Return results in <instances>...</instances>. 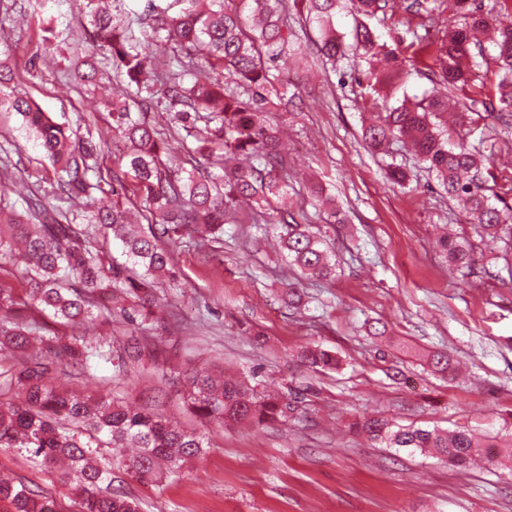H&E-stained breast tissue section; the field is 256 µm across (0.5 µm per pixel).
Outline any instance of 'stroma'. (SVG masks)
Here are the masks:
<instances>
[{
  "mask_svg": "<svg viewBox=\"0 0 512 512\" xmlns=\"http://www.w3.org/2000/svg\"><path fill=\"white\" fill-rule=\"evenodd\" d=\"M410 0H389L394 18L376 21L382 41L416 56L418 71L372 93L366 65L349 58L331 65L289 66L303 93V111L288 116V166L296 218L323 236L336 259L327 281L301 277L289 267L266 225L241 212L221 239L174 250L176 280H162L158 317L140 329L141 355L122 378L101 365L79 381L87 396L108 394L136 406H157L184 431L204 436L202 458L180 473L138 480L119 464L117 449H102L115 488L137 500L140 512H512V474L493 466L466 472L445 461L397 448L374 447L350 430L375 415L401 424L465 429L506 442L512 436V246L475 233L433 174L401 143L370 153L362 129L384 100L422 95L429 47L445 19L404 23ZM63 14L52 63L37 54V13ZM87 18L67 0H0V39L21 88L54 121L80 137L100 138L103 163L125 165L126 143L109 128L97 92L73 76L77 63L101 58L84 39ZM20 116L0 112V146L22 170L20 182L54 198L52 171L34 137L21 133ZM470 145L489 159L495 193L512 207V134L495 112L470 113ZM406 168V186L385 177L388 164ZM336 196L347 221L325 224L305 195L311 181ZM450 225L473 247L472 269L449 267L436 245ZM299 283L305 298L292 308L285 295ZM383 322L386 341L370 336ZM305 347L336 355L337 368L316 370L297 353ZM451 352L465 366L450 379L426 362ZM224 370L298 401L288 417L259 426L203 424L179 400L174 382L185 369ZM55 493L64 512L80 500L26 455L0 451V475Z\"/></svg>",
  "mask_w": 512,
  "mask_h": 512,
  "instance_id": "obj_1",
  "label": "stroma"
}]
</instances>
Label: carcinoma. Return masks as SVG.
I'll list each match as a JSON object with an SVG mask.
<instances>
[{
	"label": "carcinoma",
	"instance_id": "obj_1",
	"mask_svg": "<svg viewBox=\"0 0 512 512\" xmlns=\"http://www.w3.org/2000/svg\"><path fill=\"white\" fill-rule=\"evenodd\" d=\"M97 2L83 3L87 39L107 50L112 69L130 89L127 96L104 102L112 130L130 144L125 171L104 173L100 142L72 138L16 90L13 70L0 59V112L21 116L25 130L40 141L59 199L68 203L51 206L31 190L19 209L0 196V258H9L27 276L24 300L0 281V354L25 356L11 379L20 399L0 404V448L25 452L49 468L67 462L64 483L79 492L81 512H138L137 502L112 491V470L91 465L98 449H136L122 465L129 475L143 478L175 473L199 458L203 439L170 426L152 408L133 409L105 396L93 399L60 390L48 379L61 367L72 369L75 379L92 377L102 362L112 364V376H120L139 354L138 337L114 350L106 342L88 340L75 326L112 314V300L118 297L132 301L129 322L142 326L152 317L158 280L172 273V247L182 233L204 242L237 221L241 209L271 208L288 196V165L276 115L294 111L299 94L280 80L278 67L298 61L305 49L288 25V0H137L140 10L124 23ZM455 2L427 75L430 92L421 98L405 95L384 108L365 126L364 138L376 151L400 141L435 175L448 198L462 204L477 231L512 239V208H498L487 195L488 181L495 178L488 159L460 136L469 107L448 127V97L438 90L441 84L467 83L487 52L476 34L490 26V15L467 6L468 0ZM300 6L317 29L318 54L333 63L345 56L336 17L350 9L352 46L367 64V78L384 89L411 75L406 58L387 48L366 23L385 12L388 0H294V7ZM37 27L51 47L58 20L40 17ZM149 39L158 43L152 60L140 53L141 42ZM492 46L495 95L480 103L487 112H512V27L498 29ZM159 111L192 138L191 145L181 144L189 160L212 161L218 171L184 169L185 160L175 159L174 147L147 119V113ZM127 176L149 213L146 232L127 227ZM106 185L112 205L100 206L95 194ZM309 192L326 212V223H344L323 183H311ZM276 216L288 264L308 278L332 277L336 263L323 240L293 212L280 209ZM118 229L124 230V263L104 246ZM441 248L450 265L472 267L471 250L462 240L447 237ZM23 309L49 314L71 332L41 335L36 321L20 315ZM300 358L320 370L339 364L325 350H305ZM455 361L438 352L430 365L447 375ZM179 392L197 417L221 426L261 425L297 410V401L260 395L222 372H187ZM354 429L375 446L433 449L456 468L479 457L490 464L496 460L490 451L494 444L466 430L397 425L379 416L355 423ZM0 500L9 501L14 512H60L52 494L22 481L0 480Z\"/></svg>",
	"mask_w": 512,
	"mask_h": 512
}]
</instances>
